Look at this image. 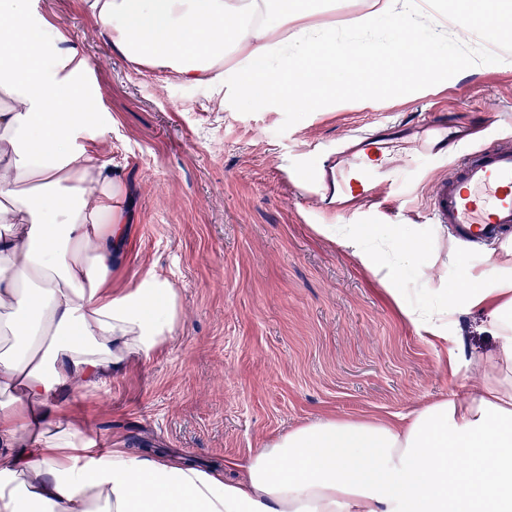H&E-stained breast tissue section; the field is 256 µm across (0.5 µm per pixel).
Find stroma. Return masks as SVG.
Instances as JSON below:
<instances>
[{
    "label": "stroma",
    "mask_w": 512,
    "mask_h": 512,
    "mask_svg": "<svg viewBox=\"0 0 512 512\" xmlns=\"http://www.w3.org/2000/svg\"><path fill=\"white\" fill-rule=\"evenodd\" d=\"M368 5L317 0L308 21L350 32ZM30 8L88 57L98 107L114 117L107 157L131 191L132 245L113 288L152 270L177 289L182 311L165 349L130 361L97 393H72L67 406L91 437L223 468L305 424L395 420L480 384L470 364L501 354L488 311H461L434 338L388 294L402 289L411 307L444 304L448 288L505 260L480 248L460 259L447 229L427 219L448 164L420 162L384 212H330L303 194L299 177L352 134L415 120L438 99L458 118L483 114L512 129V30L449 28L430 45L435 78L291 112L236 96L232 73L218 90L136 69L113 54L86 0H30ZM396 224L412 254L397 247ZM353 229L365 231L379 267L342 246Z\"/></svg>",
    "instance_id": "stroma-1"
}]
</instances>
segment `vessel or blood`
I'll list each match as a JSON object with an SVG mask.
<instances>
[{"label": "vessel or blood", "mask_w": 512, "mask_h": 512, "mask_svg": "<svg viewBox=\"0 0 512 512\" xmlns=\"http://www.w3.org/2000/svg\"><path fill=\"white\" fill-rule=\"evenodd\" d=\"M423 120L437 131L429 155L452 163L431 197L433 222L449 226L457 242L500 245L512 236V135L479 140L473 130L448 125L441 110L424 113ZM404 129L403 123L395 122L357 134L351 146L330 152L303 178V191L325 196L340 209L389 208L399 189V172L414 169L415 163L401 157L376 167L368 152L377 142L398 138Z\"/></svg>", "instance_id": "b4317fda"}]
</instances>
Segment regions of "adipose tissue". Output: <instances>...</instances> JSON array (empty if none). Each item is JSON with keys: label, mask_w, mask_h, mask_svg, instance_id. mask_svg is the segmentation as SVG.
Segmentation results:
<instances>
[{"label": "adipose tissue", "mask_w": 512, "mask_h": 512, "mask_svg": "<svg viewBox=\"0 0 512 512\" xmlns=\"http://www.w3.org/2000/svg\"><path fill=\"white\" fill-rule=\"evenodd\" d=\"M113 53L191 85L235 89L310 111L337 97L398 90L436 70L417 19L432 0H372L362 27L391 19L393 49L336 42L302 0H89ZM376 54L372 76L360 67ZM87 57L47 38L29 0H0V512H512V289L485 276L427 312L390 294L423 331L453 310L489 309L502 352L465 399L400 424L325 419L233 461L242 477L173 458L101 448L60 398L91 391L133 355L159 352L181 323L157 273L112 287L131 247V198L101 155Z\"/></svg>", "instance_id": "obj_1"}]
</instances>
